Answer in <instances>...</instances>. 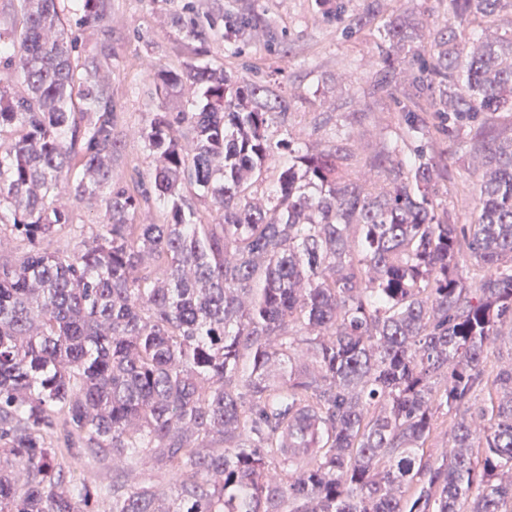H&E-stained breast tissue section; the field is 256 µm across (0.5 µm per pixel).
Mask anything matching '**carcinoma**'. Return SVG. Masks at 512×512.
<instances>
[{"mask_svg":"<svg viewBox=\"0 0 512 512\" xmlns=\"http://www.w3.org/2000/svg\"><path fill=\"white\" fill-rule=\"evenodd\" d=\"M21 10L0 33V67L22 84L0 88V244L26 245L0 262V512H88L95 496L109 512H512V366L480 409L487 428L457 417L440 457L425 452L512 332V138L475 142L479 215L453 224L424 149L355 174L351 136L274 142L286 99L191 66L160 76L198 94L141 130L155 167L132 192L112 184V45L81 58L73 32L109 0H83L69 28L56 0ZM508 10L448 0L429 31L433 64L411 87L441 121L512 106V30L487 32ZM419 31L384 27L376 89L420 56ZM282 150L268 207L253 187ZM64 195L99 202L90 236ZM154 200L165 222L136 223ZM65 229L72 252L43 247ZM86 457L112 482L75 475Z\"/></svg>","mask_w":512,"mask_h":512,"instance_id":"obj_1","label":"carcinoma"}]
</instances>
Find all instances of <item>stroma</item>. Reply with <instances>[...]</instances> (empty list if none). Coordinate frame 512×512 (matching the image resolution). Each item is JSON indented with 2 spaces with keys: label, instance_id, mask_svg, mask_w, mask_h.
Returning a JSON list of instances; mask_svg holds the SVG:
<instances>
[{
  "label": "stroma",
  "instance_id": "35a3bbf8",
  "mask_svg": "<svg viewBox=\"0 0 512 512\" xmlns=\"http://www.w3.org/2000/svg\"><path fill=\"white\" fill-rule=\"evenodd\" d=\"M370 15L365 31L346 29L349 17ZM212 19L206 33L208 51L197 56L193 43L174 26L173 17ZM443 24L447 0H111L107 19L80 34L83 53H94L110 36L115 133L121 142L112 163L114 183L134 188L148 178L154 159L137 134L153 113L191 101L195 89L183 85L169 95L156 89L159 72L209 66L232 78L267 84L288 101L285 124L271 128L272 140L294 139L312 148L335 144L337 130L350 132L354 166L389 145L411 160L420 143L411 136L406 112L418 123L434 126L427 95L410 99L407 83L394 95H368L375 81L373 63L381 58L380 30L394 17ZM486 129L499 138L512 137V112H482L448 121L432 136L428 154L448 161L438 199L450 218L468 224L479 207L481 160L471 149L476 132Z\"/></svg>",
  "mask_w": 512,
  "mask_h": 512
}]
</instances>
